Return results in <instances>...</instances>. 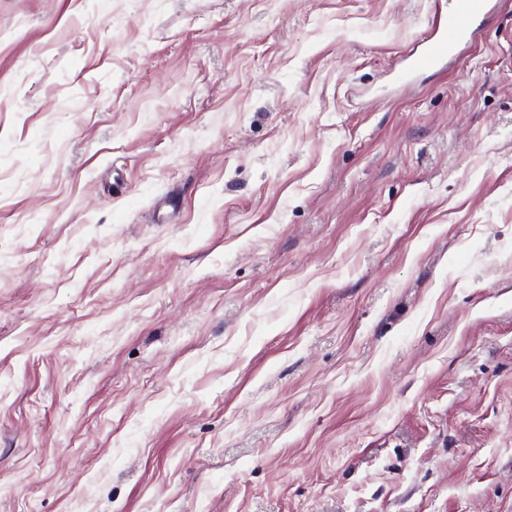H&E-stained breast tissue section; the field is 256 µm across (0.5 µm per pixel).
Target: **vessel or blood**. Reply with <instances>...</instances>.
<instances>
[{"label":"vessel or blood","instance_id":"obj_1","mask_svg":"<svg viewBox=\"0 0 512 512\" xmlns=\"http://www.w3.org/2000/svg\"><path fill=\"white\" fill-rule=\"evenodd\" d=\"M500 0H448L447 11L438 13L419 49L406 58L399 73L400 83L408 84L425 73L444 70L479 36V22L491 19Z\"/></svg>","mask_w":512,"mask_h":512}]
</instances>
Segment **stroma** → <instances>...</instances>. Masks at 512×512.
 <instances>
[{"instance_id":"stroma-1","label":"stroma","mask_w":512,"mask_h":512,"mask_svg":"<svg viewBox=\"0 0 512 512\" xmlns=\"http://www.w3.org/2000/svg\"><path fill=\"white\" fill-rule=\"evenodd\" d=\"M435 7L0 0V512H512V0L397 89Z\"/></svg>"}]
</instances>
